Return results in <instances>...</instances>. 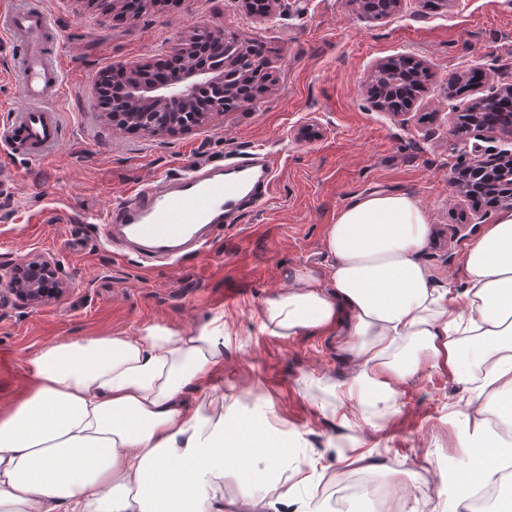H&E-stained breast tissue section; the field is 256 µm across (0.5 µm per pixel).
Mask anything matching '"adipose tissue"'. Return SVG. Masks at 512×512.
Masks as SVG:
<instances>
[{
  "mask_svg": "<svg viewBox=\"0 0 512 512\" xmlns=\"http://www.w3.org/2000/svg\"><path fill=\"white\" fill-rule=\"evenodd\" d=\"M430 236L411 193L355 196L325 228L327 268L294 272L266 299L261 329L332 337L347 381L316 374L303 387L334 415L357 403L373 428L409 377L448 371L474 408L464 420L448 405L467 459L448 512H469L501 480L494 447L512 430V211L468 244L459 285L423 262ZM223 364L220 315L187 332L157 322L43 346L26 363L29 392L0 409V512H327L308 492L333 475L304 455L302 435L252 393L206 390ZM243 471L254 481L225 501V479Z\"/></svg>",
  "mask_w": 512,
  "mask_h": 512,
  "instance_id": "ef3b65f1",
  "label": "adipose tissue"
}]
</instances>
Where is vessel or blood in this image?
Segmentation results:
<instances>
[{"label": "vessel or blood", "mask_w": 512, "mask_h": 512, "mask_svg": "<svg viewBox=\"0 0 512 512\" xmlns=\"http://www.w3.org/2000/svg\"><path fill=\"white\" fill-rule=\"evenodd\" d=\"M53 30L51 14L37 0L0 10V35L25 47L11 68L25 106L0 128L1 152L43 161L62 137L55 104L65 81L58 55L47 48ZM273 180L268 156L251 152L143 181L106 210L99 242L116 255L134 253L146 268L202 254L225 223L268 201Z\"/></svg>", "instance_id": "b4317fda"}]
</instances>
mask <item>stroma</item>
I'll return each mask as SVG.
<instances>
[{
  "mask_svg": "<svg viewBox=\"0 0 512 512\" xmlns=\"http://www.w3.org/2000/svg\"><path fill=\"white\" fill-rule=\"evenodd\" d=\"M40 2L58 26L52 45L66 79L56 104L63 136L50 162L12 156L0 163V259L53 256L71 290L33 311L0 309V409L30 389L26 360L47 343L131 335L153 322L188 329L220 313L224 365L212 387L254 392L281 428L301 431L334 471L343 464L340 443L360 432L364 447L386 454L383 466L354 481L386 491L391 470L420 471L433 505L442 507L438 475L462 454L445 406L464 398L461 384L442 370L419 373L377 430L362 427L355 404L345 418L334 417L298 384L312 372L348 376L331 337L266 335L260 312L287 273L327 266L326 225L352 197L375 191L415 195L432 228L424 262L438 278L463 281L467 243L501 207L466 200L448 184L449 170L475 142L457 125L475 92L455 91L448 79L473 73L492 85L512 83V0H402L379 19L362 16L352 0H279L261 15L245 0H169L141 17L89 0ZM197 28L266 48L272 83L255 104L212 114L185 132L115 133L92 94L99 75L161 66ZM19 51L0 37V125L23 105L9 77ZM398 57L423 62L431 75L401 117L367 92L374 66ZM253 150L274 160L270 199L225 225L207 256L145 269L134 255L116 258L99 246L98 217L141 181Z\"/></svg>",
  "mask_w": 512,
  "mask_h": 512,
  "instance_id": "1",
  "label": "stroma"
}]
</instances>
